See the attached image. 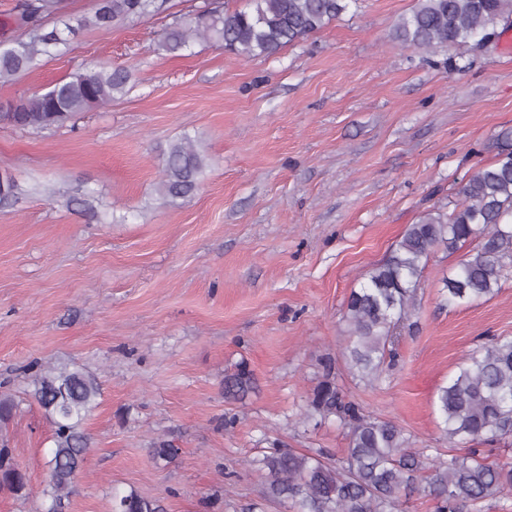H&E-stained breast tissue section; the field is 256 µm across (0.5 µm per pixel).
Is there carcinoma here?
<instances>
[{
	"label": "carcinoma",
	"mask_w": 512,
	"mask_h": 512,
	"mask_svg": "<svg viewBox=\"0 0 512 512\" xmlns=\"http://www.w3.org/2000/svg\"><path fill=\"white\" fill-rule=\"evenodd\" d=\"M351 0H248L245 8L204 10L192 23L169 26L158 48L169 54L196 40L211 42L239 57H271L289 44L338 19ZM52 0H24L21 20L34 24L28 39L0 47V83L30 70L37 58L66 43V34L45 32L42 15ZM161 9L158 0H95L80 28L102 32L126 18H143ZM512 19V0H417L410 15L394 26L393 37L407 47L436 50L450 44L460 52L449 65L455 74L467 72L469 41L495 31ZM130 73L106 66L75 73L48 91L19 100L17 109L0 107V121L21 128L60 125L94 106H107L126 92ZM503 134L498 160L471 175L461 187L460 201L449 215L427 213L409 225L383 263L366 273V281L351 291L345 309L348 339L344 351L350 373L362 381L382 377L395 355V330L415 308L422 273L434 248L457 251L479 243L445 280L448 300L469 303L493 296L507 269L512 268V144ZM208 167L194 138L184 135L163 154L158 191L169 200L194 194ZM324 375L314 388L307 417H336L346 430L345 455L334 460L324 452L275 448L254 461L265 477V495L295 512H401L412 494L433 502V512H484L494 506L509 512L512 463L489 461L477 445L512 435V338L493 337L469 354L447 385L439 388L437 404L450 444H473L465 455L444 461L435 448H417L394 422L364 411L345 399L333 377V362H323ZM31 396L53 428L45 462L49 481L43 495L51 500L46 512H66L74 479L88 452L83 429L97 408L101 383L81 368L41 365L27 368ZM252 388L247 364L224 377V395L244 397ZM152 456L169 462L177 449L165 440L152 443ZM26 473L7 448H0V488L20 491ZM113 512H164L161 502L134 491L116 495Z\"/></svg>",
	"instance_id": "cac0c4a2"
}]
</instances>
